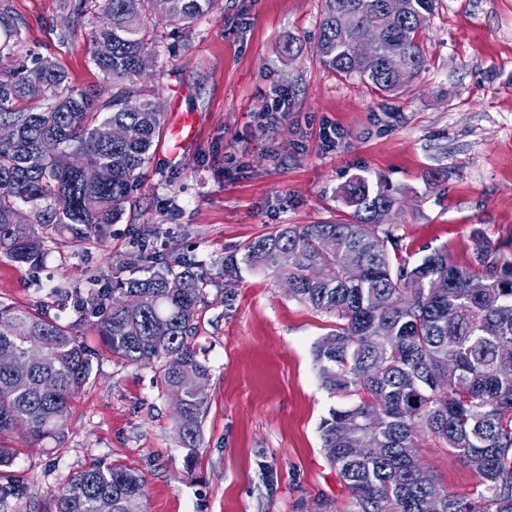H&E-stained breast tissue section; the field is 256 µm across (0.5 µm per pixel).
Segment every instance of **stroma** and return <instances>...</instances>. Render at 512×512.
<instances>
[{
  "label": "stroma",
  "mask_w": 512,
  "mask_h": 512,
  "mask_svg": "<svg viewBox=\"0 0 512 512\" xmlns=\"http://www.w3.org/2000/svg\"><path fill=\"white\" fill-rule=\"evenodd\" d=\"M31 52L53 56L78 89L102 84L91 61L92 11L65 0H0ZM321 0H222L141 81L163 114L191 113V140L161 131L140 170L131 209L100 245L59 242L42 268L0 257V301L79 321L89 278L138 277L131 253L148 234L170 259L202 264L210 283L194 344L210 376L202 445L193 469L175 431L172 401L149 366L96 350L71 403L62 442L12 434L10 473L26 501L0 512H43L49 496L93 463H116L146 480L144 512H348L350 492L327 459L320 425L343 397L321 385L315 342L334 316L289 297L281 277L224 257L282 224L346 217L342 185L386 179L411 258L447 252L463 265L474 230L512 253V0H437L421 40L424 69L397 94L327 69L316 55ZM288 109H269L275 89ZM338 126L340 147L322 132ZM421 461L451 491L478 477L424 438Z\"/></svg>",
  "instance_id": "obj_1"
}]
</instances>
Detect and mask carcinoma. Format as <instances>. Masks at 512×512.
Instances as JSON below:
<instances>
[{
	"mask_svg": "<svg viewBox=\"0 0 512 512\" xmlns=\"http://www.w3.org/2000/svg\"><path fill=\"white\" fill-rule=\"evenodd\" d=\"M219 0H95L98 20L91 60L112 85L103 98L75 89L49 56L0 75V253L36 268L48 255L39 230L70 242H103L127 210L137 171L151 159L164 115L144 88L159 41L151 20L188 33ZM316 53L336 74L374 89L400 91L424 67L421 36L435 0H410L407 16L385 36L379 62L361 59L358 40L343 44V24L360 33L384 0H321ZM13 17L0 11V55L22 45ZM111 54L96 53L99 43ZM348 218L282 224L224 257V274L239 263L288 279V293L316 312L336 316L315 344L321 385L350 399L321 425L331 465L350 491L348 512H512V255L475 231L469 263L443 251L402 256L400 225L381 224L397 198L381 178L355 175L340 189ZM28 206L22 212L19 204ZM332 238L324 252L320 241ZM363 266L359 281L344 266ZM90 284L93 330L113 358L156 370L163 394H177L174 421L184 465L201 444L206 401L197 383L209 377L192 340L199 331L206 273L186 260L164 263L142 278ZM0 468L16 450L6 436L22 426L29 438H59L70 400L87 382L92 350L59 316L0 303ZM429 435L478 476L473 493L457 494L425 469L419 440ZM145 479L120 465H93L53 495L52 512H142ZM27 496L17 479L0 482V504Z\"/></svg>",
	"mask_w": 512,
	"mask_h": 512,
	"instance_id": "obj_1",
	"label": "carcinoma"
}]
</instances>
